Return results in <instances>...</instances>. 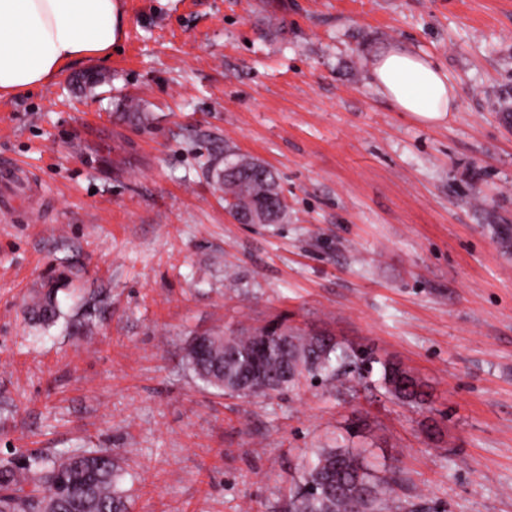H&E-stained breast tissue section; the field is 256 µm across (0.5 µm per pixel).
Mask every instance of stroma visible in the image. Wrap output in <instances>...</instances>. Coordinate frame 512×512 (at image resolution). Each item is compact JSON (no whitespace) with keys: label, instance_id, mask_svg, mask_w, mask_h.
Segmentation results:
<instances>
[{"label":"stroma","instance_id":"stroma-1","mask_svg":"<svg viewBox=\"0 0 512 512\" xmlns=\"http://www.w3.org/2000/svg\"><path fill=\"white\" fill-rule=\"evenodd\" d=\"M123 8L110 57L0 101V456L109 448L127 512H274L356 422L402 505L512 512V0ZM395 43L456 86L445 122L375 87ZM229 147L278 173L286 223L233 222ZM51 286L44 327L25 305ZM275 319L401 363L428 404L194 377L193 336Z\"/></svg>","mask_w":512,"mask_h":512}]
</instances>
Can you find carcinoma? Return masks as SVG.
Masks as SVG:
<instances>
[{"label": "carcinoma", "instance_id": "obj_1", "mask_svg": "<svg viewBox=\"0 0 512 512\" xmlns=\"http://www.w3.org/2000/svg\"><path fill=\"white\" fill-rule=\"evenodd\" d=\"M227 208L242 216L267 211L268 223L288 217L275 172L231 149L224 154V173L216 174ZM30 317L55 322L60 308L54 289L31 300ZM208 357L186 349L189 368L204 386L237 398H273L300 388L301 379L328 381L339 370L360 381L372 379L393 399L414 406L425 403L422 385L408 375L411 390L397 382L398 368L368 349L325 341L305 334L282 320L248 334L231 328L210 333ZM122 468L112 449L68 451L55 457L41 452L0 458V508L10 512H126L119 488ZM396 473L379 475L364 454L346 446L315 448L301 465L298 481L289 490L288 512H402L390 496Z\"/></svg>", "mask_w": 512, "mask_h": 512}]
</instances>
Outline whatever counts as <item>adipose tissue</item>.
Instances as JSON below:
<instances>
[{"label":"adipose tissue","instance_id":"obj_1","mask_svg":"<svg viewBox=\"0 0 512 512\" xmlns=\"http://www.w3.org/2000/svg\"><path fill=\"white\" fill-rule=\"evenodd\" d=\"M123 33L121 0H0V101L49 85L68 61L109 56ZM371 72L399 111L435 123L453 109L455 88L426 57L393 45Z\"/></svg>","mask_w":512,"mask_h":512}]
</instances>
